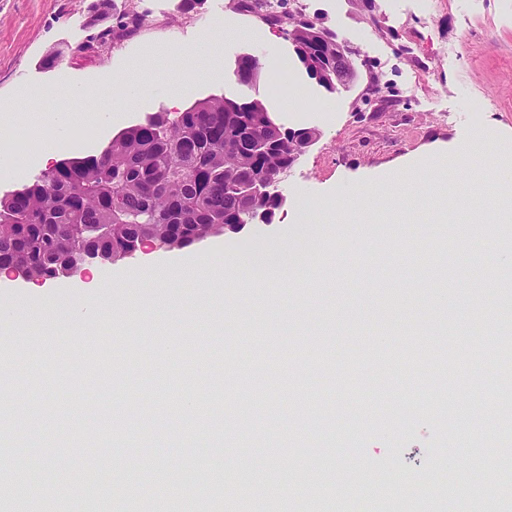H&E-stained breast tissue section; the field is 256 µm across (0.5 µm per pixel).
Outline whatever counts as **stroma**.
Returning <instances> with one entry per match:
<instances>
[{
  "mask_svg": "<svg viewBox=\"0 0 512 512\" xmlns=\"http://www.w3.org/2000/svg\"><path fill=\"white\" fill-rule=\"evenodd\" d=\"M96 0H0V121L30 120L37 91L82 87L89 101L108 97L129 68L173 70L159 56L208 35L211 16L261 26V41L216 45L209 78L178 98L164 87L139 98L113 121L56 144L57 160L95 154L119 132L159 111L181 112L195 101L260 99L286 112L291 88L305 108L292 129L316 131L314 144L285 177L287 197L272 223L222 238L232 257L257 248L302 244L296 268L276 271L269 287H250L230 270L215 284L189 278L170 288L99 296L93 283L148 268L155 250L117 264H91L71 279L27 288L0 271V310L27 297L34 322L0 341V365L11 367L8 390L33 395L23 420L46 456L27 468L25 495L0 499L5 512H47L46 490L57 466L68 469L102 512H468L456 488L472 470L486 476L512 463V414L495 405L512 391V360L494 356L500 338L486 315L512 301V274L496 269L476 232L482 193L477 174L512 165V0H282L284 15L303 14L347 45L357 76L328 92L299 63L281 26L240 13L237 0H113L117 15L150 10L141 32L121 45L100 42L87 26ZM275 63L276 80L239 83L240 55ZM329 112L328 122L316 113ZM481 140L485 157L457 166L459 148ZM45 151L0 138V196L45 172ZM24 157L22 173L11 165ZM431 160L452 170L453 198L433 178L394 193L387 184L406 163ZM336 208L332 224H303L297 193ZM470 238L481 264L450 249L449 234ZM447 291L440 301L428 281ZM485 320L483 332L458 327L460 314ZM178 340L155 354L150 344ZM208 358V375L197 362ZM192 393L197 410L178 425L173 400ZM94 395L95 408L82 407ZM144 397L147 418L132 416ZM428 400L422 411L404 406ZM135 449L155 467L156 481L136 500L114 498L112 475ZM222 454L223 467L208 461ZM364 465L387 467L393 484L347 482ZM230 476L219 506H210L217 474ZM184 474L185 490L167 492ZM428 486L432 495L416 489ZM278 487L279 501L260 494Z\"/></svg>",
  "mask_w": 512,
  "mask_h": 512,
  "instance_id": "obj_1",
  "label": "stroma"
}]
</instances>
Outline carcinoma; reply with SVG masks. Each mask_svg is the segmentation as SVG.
Returning <instances> with one entry per match:
<instances>
[{
    "instance_id": "obj_1",
    "label": "carcinoma",
    "mask_w": 512,
    "mask_h": 512,
    "mask_svg": "<svg viewBox=\"0 0 512 512\" xmlns=\"http://www.w3.org/2000/svg\"><path fill=\"white\" fill-rule=\"evenodd\" d=\"M306 73L332 92L336 70L312 63L315 50L336 59V42L309 19L286 31ZM290 129L258 99L211 98L184 112H157L98 155L65 160L0 198V270L53 280L93 258L113 264L131 250L189 247L242 224L254 210L276 211L238 190L254 177L290 167Z\"/></svg>"
}]
</instances>
